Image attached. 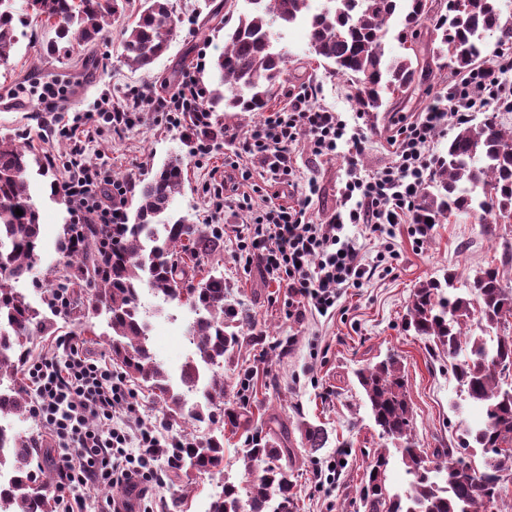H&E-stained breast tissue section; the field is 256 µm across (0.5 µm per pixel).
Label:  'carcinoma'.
<instances>
[{
	"label": "carcinoma",
	"mask_w": 512,
	"mask_h": 512,
	"mask_svg": "<svg viewBox=\"0 0 512 512\" xmlns=\"http://www.w3.org/2000/svg\"><path fill=\"white\" fill-rule=\"evenodd\" d=\"M246 4L237 13L238 2ZM16 0H0V61L9 58L16 39ZM309 0H231L224 14V50L213 62L216 82L211 106L226 110L263 112L275 88L286 76L288 57L274 44L273 28L303 22L309 53L330 64L336 75L356 86V102L367 115L379 111L386 93H404L418 73L409 56L385 55L384 39L391 19L403 24L401 44L424 25L427 0H327L324 9L308 14ZM35 18L51 25L54 40L45 52L56 54L90 44L105 36L123 0H26ZM439 38L438 54L451 56L461 72L485 58L486 37L512 43V0H449L448 13L432 19ZM177 25L172 0H144L139 17L124 30L123 54L135 68H146L166 53ZM227 88L225 95L221 88ZM54 159L39 157L28 145L0 138V512H56L57 503L37 465V442L15 429L8 418L28 420L33 408L18 374L38 338L56 330L60 314L46 302L52 316L34 306L16 281L28 279L42 250L40 213L32 195L33 176L59 197ZM184 185L183 162L164 163L150 179L138 182L131 224H64L56 248L63 261L51 274L58 288H84L73 309L85 318L80 331L94 332L90 319L106 317L111 330L107 345L113 360L137 387L159 400L170 421L222 425L206 436L187 437L172 447L169 478L183 481L188 470L221 473L224 469V427L235 433L250 430L252 412L239 402L229 405L225 370L235 364L242 348L262 343L263 335L248 336L255 315L232 300L224 273L202 260L220 252L224 234L210 224H192L167 215ZM21 209L23 214L15 213ZM477 214L485 232L496 235L497 213L512 214V131L496 116L478 123H458L438 167L423 187L420 223L438 224L448 214ZM456 274L415 289L407 325L416 335L448 350L451 373L465 399L481 411V420L461 431L455 448L420 447L414 437V417L407 398L404 366L395 354L356 373L380 434L397 442L409 489L400 494L386 486L389 452L374 454L366 478L356 488L363 512H504L512 497V385L503 386L512 365V289L501 283L498 267L477 273L466 291L455 287ZM149 290L164 304L186 305L194 313L186 336L189 353L174 374L154 356L141 293ZM470 354L457 358L467 329ZM301 444L324 448L325 427L303 423ZM291 449L277 435H251L240 449L247 480L226 481L213 496L207 512H297L294 470L282 460ZM481 456L482 464L475 462Z\"/></svg>",
	"instance_id": "cac0c4a2"
}]
</instances>
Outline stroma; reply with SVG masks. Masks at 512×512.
Listing matches in <instances>:
<instances>
[{
    "label": "stroma",
    "mask_w": 512,
    "mask_h": 512,
    "mask_svg": "<svg viewBox=\"0 0 512 512\" xmlns=\"http://www.w3.org/2000/svg\"><path fill=\"white\" fill-rule=\"evenodd\" d=\"M141 3L124 0L123 12L113 17L103 39L53 57L43 51L53 30L21 16L15 28L17 43L7 62H0V137H14L64 162L73 143L60 135L61 125L85 115L97 99L106 96L112 104H120L136 88L169 95L187 74L195 75L206 90H213L212 64L224 49V0H175L179 23L168 52L149 67L136 69L123 56L122 40L124 28L137 18ZM280 43L290 52L288 76L275 90L271 111L287 108L290 92L310 87L324 107L349 116L356 112L352 86L310 55L303 25L283 29ZM436 46L433 34L422 30L413 47L424 72L404 95L386 97L378 118L363 117L361 124L368 135L360 161L363 169L374 171L387 165L391 160L388 139L399 122L413 121L430 103L447 95L455 74L447 59L434 56ZM38 82L65 86L68 95L49 111H37L33 99L28 110L10 109L12 95L20 86ZM260 120L257 113L213 108L211 127L222 135L212 152L205 154L201 151L204 136L190 125L174 128L160 113L142 112L124 133L100 129L86 141L85 156L103 165L112 177L136 181L151 177L168 159L180 158L184 186L171 205L174 217L184 216L196 224H248L252 215L246 211L214 215L210 199L214 189L228 195L241 183L257 189L262 198L283 192V185L271 178L260 161L249 163L251 177L246 181L240 171L224 164L225 156L240 147L239 142L228 140V133L245 134ZM293 159L296 195H304L309 182H316L319 190L310 206L311 215L318 223H328L340 204L346 171L343 157L314 159L302 141ZM34 200L41 214L44 250L26 292L37 304L43 296L40 286L49 280L59 259L55 240L71 215L65 205L51 198L42 182L34 184ZM394 231L400 256L389 271L376 272L362 287L348 289L330 315L309 313L299 320L291 315L287 288L269 281L258 264L240 259L234 242H225L219 256L226 285L256 314V330L266 336L263 344L243 348L226 373L233 387L243 375H250L249 405L255 427L275 415L292 432L304 421L324 424L329 431V446L316 451L303 448L300 441L292 443L299 512H361L355 489L371 464L373 451L391 445L380 436L355 376L366 364L389 353L399 355L415 437L425 447L456 446L459 422L469 415V404L457 392L449 372L447 352L407 328V308L420 284L442 278L445 272L456 273L457 287L467 288L477 271L499 261L504 246H512V223L498 225L493 237L471 215L434 225L419 241L413 239L408 225H397ZM142 302L151 323L154 354L171 370H178L188 354L182 336L192 313L185 306L156 311V300L149 294L143 295ZM245 440V433L239 432L225 443L223 473L203 475L187 488L165 484L149 493L147 505L153 512H206L224 478L241 479L237 450ZM333 459L339 462L338 478L329 483L319 472Z\"/></svg>",
    "instance_id": "35a3bbf8"
}]
</instances>
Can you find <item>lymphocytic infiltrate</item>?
Returning <instances> with one entry per match:
<instances>
[{"label":"lymphocytic infiltrate","mask_w":512,"mask_h":512,"mask_svg":"<svg viewBox=\"0 0 512 512\" xmlns=\"http://www.w3.org/2000/svg\"><path fill=\"white\" fill-rule=\"evenodd\" d=\"M506 68L512 70L511 52L500 53L493 66L469 72L449 89L446 100L431 103L390 136L393 161L369 173L359 164L367 143L363 127L317 104L313 89L293 95L287 109L271 113L247 132L242 152L260 158L276 177L292 175L293 147L303 138L314 157L343 156L347 179L340 189V206L329 223L318 224L310 215L308 195L259 210L249 193L233 200L215 194V211L234 207L253 214L251 223L234 231L241 256L249 263L260 262L269 280L287 288L298 313L334 310L344 289L362 287L372 273L347 226L386 237L385 250L377 255L381 261L398 256L392 241L396 225H411L413 234L426 236L428 225L415 223L414 215L420 191L433 174L429 143L448 119L462 122L470 113L512 105V85L500 84L495 76ZM138 109L165 114L175 128L188 114L196 129L210 128L205 92L192 78L165 97L132 90L125 106H97V121L120 133L130 127ZM58 188L78 223L127 221L128 184L112 181L101 166L88 162L81 145H74ZM63 346L65 356L47 355L24 368L36 395L34 412L50 427L61 512H87L102 487L136 488L145 496L149 485L163 486L156 462L164 446L156 424L142 422L130 431L116 423L130 395L121 373L88 358L72 340H64Z\"/></svg>","instance_id":"lymphocytic-infiltrate-1"}]
</instances>
